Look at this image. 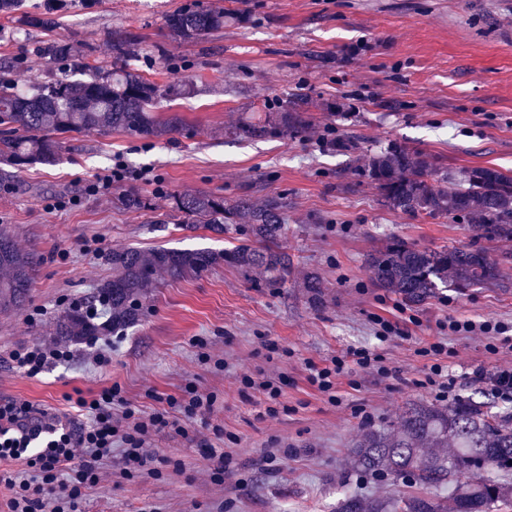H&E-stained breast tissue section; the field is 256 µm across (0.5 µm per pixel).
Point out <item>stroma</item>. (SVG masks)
<instances>
[{
	"instance_id": "35a3bbf8",
	"label": "stroma",
	"mask_w": 512,
	"mask_h": 512,
	"mask_svg": "<svg viewBox=\"0 0 512 512\" xmlns=\"http://www.w3.org/2000/svg\"><path fill=\"white\" fill-rule=\"evenodd\" d=\"M188 0H65L52 31L20 28L0 15V59L24 66L6 76L21 84L51 83L62 71L47 48L58 40L85 47L90 63H111V34L140 36L128 52L158 85L177 84L161 115H181L183 128L161 140L120 132L73 133L53 165L30 163L0 188V225L16 245L34 253L31 295L19 310L0 312V398L31 403L65 418L77 412L74 388L121 386L143 411L148 392L175 394L189 382L215 392L208 423L195 438L155 437L163 456L157 479H128L120 468L89 490L80 512H336L348 491L394 494L401 483L350 471L346 459L367 426L395 422L410 406L436 404V389L417 350L440 334L449 317L494 321L512 329V281L459 291L441 288L406 308L404 336L375 337L374 315H393L399 294L376 287L368 254L395 237L418 247H470L467 221L412 220L384 206L378 190L318 140L323 128L357 138L361 152L397 142L437 156L450 168L493 165L512 172V48L497 33L512 29V6L502 0H203L222 6L223 30L200 43L166 35L165 18ZM365 40L370 50L349 53ZM305 100L316 122L303 138L241 141L226 127L261 115L264 107ZM159 174L168 195L128 181L111 195L86 194L88 182L115 160ZM147 197L150 210L126 209V191ZM219 192L288 196L284 243L295 270L279 288L256 286L218 265L202 276L172 282L158 277L145 314L112 339V361L93 365L94 347L69 342L70 359L35 377L15 368L20 344L54 341V323L75 299L110 278L109 254L125 247L221 250L232 234L186 229L171 209L176 193ZM69 207L48 210L53 199ZM98 240V250L84 252ZM69 250L60 260V250ZM321 275L324 302L313 305L298 281ZM450 398L484 401L490 383H473L475 367L493 373L511 354H490L480 335L452 336ZM352 346L376 349L392 374H346L340 405L328 404L308 382L310 365ZM211 355L210 362L199 358ZM224 369H216L214 360ZM284 374L283 410L266 415L261 393L242 389L238 376L256 370ZM228 447L236 467L212 479L207 447Z\"/></svg>"
}]
</instances>
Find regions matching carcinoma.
<instances>
[{
  "instance_id": "carcinoma-1",
  "label": "carcinoma",
  "mask_w": 512,
  "mask_h": 512,
  "mask_svg": "<svg viewBox=\"0 0 512 512\" xmlns=\"http://www.w3.org/2000/svg\"><path fill=\"white\" fill-rule=\"evenodd\" d=\"M0 13L17 14L33 29L57 27L50 3L32 8L26 0H0ZM166 27L180 42H197L224 28V9L200 4L169 14ZM138 35L113 32L115 56L109 69L87 67L81 47L57 41L49 47L63 69L89 68L94 79L66 78L21 90L0 80V159L14 167L57 162L61 136L112 130L141 139H160L184 126V119L155 112L166 94L125 59V46ZM305 102L266 112L255 122L238 123L228 133L240 139L296 138L313 125ZM345 156L358 144L345 136L330 140ZM363 170L376 184L382 202L413 218L468 219L475 237L512 242V174L490 166L451 171L406 145L392 143L364 156ZM173 209L190 227L199 224L222 235L235 232L237 245L224 251L173 249L114 250L112 278L59 316L55 335L70 342L93 343L119 336L143 316L142 298L163 273L174 280L197 277L221 263L248 280L260 277L269 288L283 284L293 258L281 245L288 198L282 193L234 200L215 192L172 196ZM508 256L494 257L482 247L418 248L393 238L369 255L379 288L418 304L438 288L497 285L506 277ZM37 259L19 249L0 228V310L23 306L30 294ZM300 287L318 303L317 273L303 274ZM439 448L448 453L437 452ZM353 464L375 475L392 476L411 488L406 494L362 496L346 493L336 512H512V412L492 402L458 398L446 407L415 406L387 428L367 431L355 444Z\"/></svg>"
}]
</instances>
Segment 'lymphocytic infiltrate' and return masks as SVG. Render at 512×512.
I'll use <instances>...</instances> for the list:
<instances>
[{
  "label": "lymphocytic infiltrate",
  "instance_id": "lymphocytic-infiltrate-1",
  "mask_svg": "<svg viewBox=\"0 0 512 512\" xmlns=\"http://www.w3.org/2000/svg\"><path fill=\"white\" fill-rule=\"evenodd\" d=\"M439 329L440 338L420 348L419 354L429 360L431 376L440 380L441 400L448 397L447 335L478 333L487 337L491 352L512 349V336L499 323L449 318L440 322ZM68 358V352L47 345H20L10 353L11 362L31 376ZM354 372L384 376L388 369L379 353L357 347L331 357L323 366H312L308 380L336 406L341 402L338 378ZM158 401V408L144 415L123 396L119 385L80 391L73 401L79 413L75 420L33 411L25 402L0 401V461L23 464L20 471L0 472V485L10 492L8 512H76L79 499L102 481L103 467L116 451L121 454L123 476H159L150 439L171 433L189 437L193 422L207 421L214 413L217 396L190 382L179 394L162 395Z\"/></svg>",
  "mask_w": 512,
  "mask_h": 512
}]
</instances>
